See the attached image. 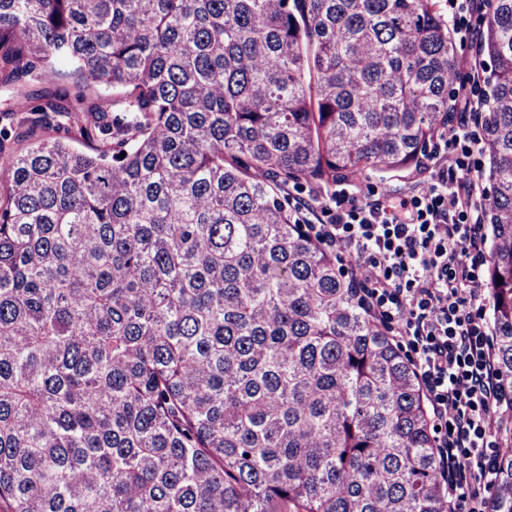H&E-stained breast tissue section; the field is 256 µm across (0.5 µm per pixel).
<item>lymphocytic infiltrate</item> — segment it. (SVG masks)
I'll use <instances>...</instances> for the list:
<instances>
[{
  "label": "lymphocytic infiltrate",
  "mask_w": 512,
  "mask_h": 512,
  "mask_svg": "<svg viewBox=\"0 0 512 512\" xmlns=\"http://www.w3.org/2000/svg\"><path fill=\"white\" fill-rule=\"evenodd\" d=\"M480 194L478 180L452 157L447 177L430 184L420 200L394 199L385 210L353 206L321 227L327 244L355 254V275L367 299L393 304L422 348L417 370L431 415L450 426L440 463L459 512L471 477L495 482L494 463L483 453L485 438L512 420L499 411L492 342L468 313L470 306L490 303L468 263L481 257L485 239L478 227L456 217L474 209Z\"/></svg>",
  "instance_id": "f902f5d3"
}]
</instances>
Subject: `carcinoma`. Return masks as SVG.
Segmentation results:
<instances>
[{"mask_svg":"<svg viewBox=\"0 0 512 512\" xmlns=\"http://www.w3.org/2000/svg\"><path fill=\"white\" fill-rule=\"evenodd\" d=\"M478 24L512 409V0ZM456 63L434 0H0V512H452L415 366L288 183L424 173Z\"/></svg>","mask_w":512,"mask_h":512,"instance_id":"cac0c4a2","label":"carcinoma"}]
</instances>
